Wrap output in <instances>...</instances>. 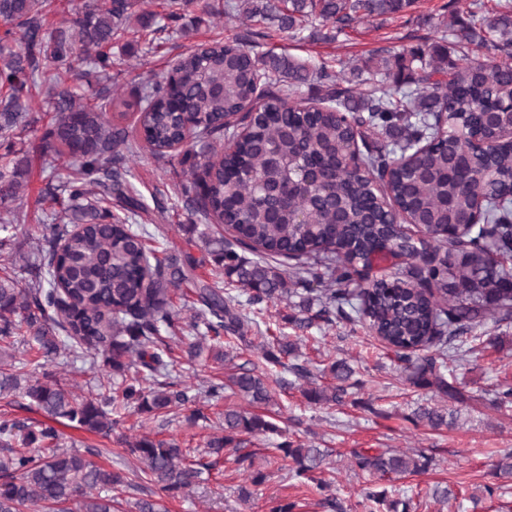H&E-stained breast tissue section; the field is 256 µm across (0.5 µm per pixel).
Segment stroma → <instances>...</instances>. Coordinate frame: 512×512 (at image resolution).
<instances>
[{"instance_id": "1", "label": "stroma", "mask_w": 512, "mask_h": 512, "mask_svg": "<svg viewBox=\"0 0 512 512\" xmlns=\"http://www.w3.org/2000/svg\"><path fill=\"white\" fill-rule=\"evenodd\" d=\"M226 2L194 0L174 28H167L165 19L158 18L149 28L114 39L109 75L76 60L69 72H63L65 88L90 98L107 86L120 99L133 102L149 80L166 76L190 47L219 39L238 43L257 55L271 50L299 61L322 62L337 72L342 63L363 61L377 50L397 53L439 41L437 24L467 19L472 0H415L401 14L354 24L332 40L292 38L270 25L228 17L222 12ZM43 131V126H36L21 144L0 140V156L11 153L31 162L24 196L0 208V217L15 224L16 242L22 254L32 258L46 225L39 201L65 172L61 162L45 154ZM182 158L179 150L163 157L144 150L129 162L130 181L145 204L135 223L160 226L165 248L178 252L188 250L206 228L204 221L190 222L185 210L182 187L190 183L191 176ZM299 302L294 296L265 306L257 317V330L288 337L297 344V351L286 357V365L300 364L316 372L330 360H347L354 373L343 404L316 405L306 400L299 386L280 388L278 381L285 371L276 369L268 378L274 402L260 412L278 425V432L247 438L243 448L225 449L219 457L211 454L207 442L219 433L225 409H240L246 402L229 392L218 400L207 396L208 382L223 378L224 365L209 352L189 359L179 347L180 339L192 335L193 314L186 310L181 336L169 337L168 342L175 348L177 381L196 393V402L169 412H126L119 429L107 437L61 424L57 427L59 446L91 452L95 463L128 471L137 462L127 455L126 441L144 435L176 440L192 460L209 465L210 474L189 492L167 500L169 512H268L276 500L296 502L295 512H329L313 484L292 478L291 461L282 460L276 450L286 440L306 448L334 449V456L317 476L329 482V492L342 503L344 512H387L385 505L375 502L359 505V490L368 483L405 505L406 512H471L475 507L480 512H512V481L496 476L494 470L499 458L512 452V410L496 412L479 405L468 410L463 425L436 431L414 421L417 406L438 403V396L410 385L394 353L362 324L342 321L295 329L292 319L300 314ZM501 334L494 346L482 339L474 341L465 361L453 367L458 385L472 392L512 385V327L502 329ZM15 360L23 362L25 372L35 377L45 371L57 372L80 396L109 388L112 380V371L100 356L89 361L64 353L47 362L18 349L0 352V364ZM361 448L422 451L433 456L434 464L427 472L389 481L353 464L351 453ZM256 470L265 475L258 485L251 482ZM437 484L453 489L455 499L445 505L434 502L429 491Z\"/></svg>"}]
</instances>
